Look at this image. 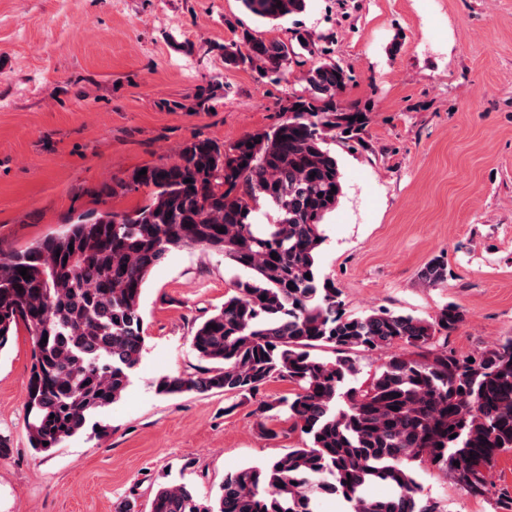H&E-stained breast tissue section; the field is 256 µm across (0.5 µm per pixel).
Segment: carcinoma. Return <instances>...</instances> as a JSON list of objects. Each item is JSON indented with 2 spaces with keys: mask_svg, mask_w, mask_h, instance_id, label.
<instances>
[{
  "mask_svg": "<svg viewBox=\"0 0 512 512\" xmlns=\"http://www.w3.org/2000/svg\"><path fill=\"white\" fill-rule=\"evenodd\" d=\"M242 3L268 21L306 8V0ZM293 52L249 32L224 46L228 65L262 75L285 73ZM304 81L308 95L293 97L275 127L227 147L190 141L175 161L100 189L109 197L150 188L136 209L79 220L19 251L0 249V350L21 325L33 336L25 407L38 453L96 429L95 417L122 398L146 345L143 287L168 252L214 250L249 273L192 331L200 370L162 376L155 392L247 400L286 380L292 397L260 412H285L309 443L226 473L210 499L186 483L162 486L150 512H316L324 495L342 498L349 512H439L418 499L415 463L477 498L498 454L512 450V336L459 356L448 349V335L464 322L459 306L445 304L430 319L383 308L348 314L321 274L323 220L343 190L328 141L360 140L370 113L345 105V71L334 62L316 63ZM418 278L435 287L447 280L448 263L434 257ZM318 347L335 360L314 354ZM408 347L417 356L396 352L366 386H350L358 353ZM374 484L390 493L368 494Z\"/></svg>",
  "mask_w": 512,
  "mask_h": 512,
  "instance_id": "1",
  "label": "carcinoma"
}]
</instances>
